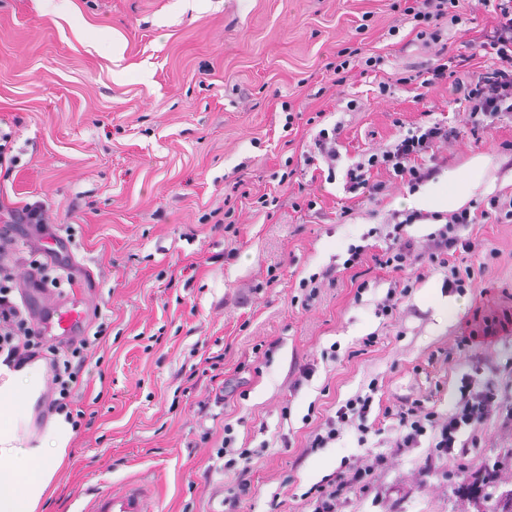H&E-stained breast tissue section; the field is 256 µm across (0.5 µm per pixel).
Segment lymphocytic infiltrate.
Here are the masks:
<instances>
[{
  "label": "lymphocytic infiltrate",
  "instance_id": "obj_1",
  "mask_svg": "<svg viewBox=\"0 0 512 512\" xmlns=\"http://www.w3.org/2000/svg\"><path fill=\"white\" fill-rule=\"evenodd\" d=\"M479 5L492 7L496 23L480 43L485 57L493 60L492 68L473 71L468 82L451 83L453 102L470 103L475 126L486 129L500 123H512V0H478ZM459 0H393L391 8L405 21L411 22L416 39L433 50L438 62L433 67L408 75H397L394 82H379L380 93L390 91L392 84L412 87L416 100H424L430 87L449 81L448 66L442 61L448 41V16L458 8ZM343 128L320 129L303 153L305 166L313 168L327 180H335L336 166L341 158L339 147ZM455 132L441 121L422 123L399 135L389 147L369 154L367 160L349 165L343 176L344 190L354 195L376 197L387 189L385 182L372 178L373 171L385 170L390 178L409 188L435 179L444 164L435 150L454 138ZM426 213L412 210L393 212L387 229H370L373 246L354 245L342 266L325 267L320 272L301 278L298 288L301 305L308 308L319 298L322 288L335 286L339 270L351 271L366 263L389 274L385 295L376 303L375 315L383 323L396 321L401 304L408 299L426 273H443V285L452 292L476 287L489 265L500 252L488 248L480 263L472 257L477 244L465 230L489 218L497 223H512V200L491 195L477 202L474 209L463 208L445 215L444 221L423 239L408 235L410 224L426 220ZM37 273L44 288L60 292L68 280L69 266L62 261L47 262L41 251L20 255L10 227L0 228V355L7 363L20 367L38 359L46 360L50 375L40 398L48 409L74 411L73 426H80L83 411L74 410L75 397L83 384L88 353L92 342L84 337L66 343H54L35 324V316L19 295L18 269ZM377 380H370L354 395L337 402L333 414L310 432L304 453L328 447L343 430L357 433L364 456L345 464L332 478L313 485L307 493L310 512H345L351 492L372 491L375 472L387 470L409 449L429 446L423 469L431 471L435 459L446 456L457 447L459 434L471 429V443H478V431L495 413H503V427L512 429V410L504 411L494 385L475 386L464 382L456 411L438 413L428 397L403 398L394 402H377ZM390 437H383V430Z\"/></svg>",
  "mask_w": 512,
  "mask_h": 512
}]
</instances>
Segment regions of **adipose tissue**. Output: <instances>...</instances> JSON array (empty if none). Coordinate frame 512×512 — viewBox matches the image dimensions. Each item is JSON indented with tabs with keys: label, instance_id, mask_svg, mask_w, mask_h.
<instances>
[{
	"label": "adipose tissue",
	"instance_id": "ef3b65f1",
	"mask_svg": "<svg viewBox=\"0 0 512 512\" xmlns=\"http://www.w3.org/2000/svg\"><path fill=\"white\" fill-rule=\"evenodd\" d=\"M474 188L472 181L453 175L420 187L410 204L422 210L458 208ZM47 378L45 361L19 368L0 362V512H35L75 435L58 412L47 414L43 426L35 424Z\"/></svg>",
	"mask_w": 512,
	"mask_h": 512
}]
</instances>
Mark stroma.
<instances>
[{"label": "stroma", "instance_id": "obj_1", "mask_svg": "<svg viewBox=\"0 0 512 512\" xmlns=\"http://www.w3.org/2000/svg\"><path fill=\"white\" fill-rule=\"evenodd\" d=\"M391 2L0 0V130L11 133L8 153L17 159L0 171V225L42 203L49 227L19 225V241L41 246L53 226L67 228L88 329L106 326L95 350L103 361L88 367L76 403L94 421L76 432L56 492L39 512H78L88 494L120 490L130 479L148 485L152 512H230L223 499L241 476L255 495L237 512H308L305 492L364 451L350 429L308 455L306 439L336 401L373 378L389 398L430 394L446 415L469 374L493 384L504 409L512 408V325L490 347L455 348L482 318L512 317V223L474 225L482 246L502 252L477 287L451 293L441 274H427L390 326L375 315L388 287L375 268L362 274L365 292L345 272L310 310L292 301L301 278L342 264L370 228L406 210L408 187L350 202L342 179L400 127L447 121L459 138L445 171L477 182L474 201L512 195V124L474 132L467 104L450 103L444 84L420 103L403 85L379 94V82L435 61L409 39L411 25ZM458 13L449 56L490 67L479 44L492 13L476 0H460ZM344 47L383 62L355 84L332 88L326 65ZM285 102L297 114L289 133ZM318 111L322 126H345L338 177L324 186L299 162L310 139L306 120ZM480 156L487 165L474 166ZM309 192L319 213L295 212L291 198ZM265 193L279 196L280 206L258 209ZM230 206L233 234L216 225ZM232 248L236 256L225 258ZM193 261L189 279L182 269ZM258 282L263 291L250 295ZM373 332L377 344L361 351ZM262 341L272 344L269 354L254 353ZM334 344L332 360L324 352ZM212 353L224 356L218 378L185 393L191 365ZM306 363L315 373L294 388V372ZM226 383L246 397L225 396L199 418L197 401ZM228 423L237 446L263 450L241 475L223 472L216 456ZM498 423L491 418L480 444L455 449L422 480L416 472L426 449L404 454L378 477L374 494H351L347 512H476L453 488L492 462L512 474V441L495 437ZM205 427L214 432L207 444Z\"/></svg>", "mask_w": 512, "mask_h": 512}]
</instances>
